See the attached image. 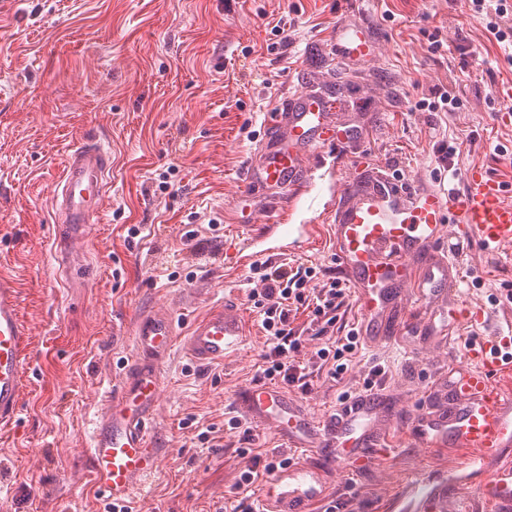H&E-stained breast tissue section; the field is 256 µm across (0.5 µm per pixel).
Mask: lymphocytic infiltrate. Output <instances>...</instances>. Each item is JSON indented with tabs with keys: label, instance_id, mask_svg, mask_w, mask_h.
Returning <instances> with one entry per match:
<instances>
[{
	"label": "lymphocytic infiltrate",
	"instance_id": "f902f5d3",
	"mask_svg": "<svg viewBox=\"0 0 512 512\" xmlns=\"http://www.w3.org/2000/svg\"><path fill=\"white\" fill-rule=\"evenodd\" d=\"M469 10L482 23L489 40L504 50L505 62L512 64V0H469ZM248 279L253 285L249 299L262 318L268 345L263 356L264 376L304 391L317 372L341 380L359 346L356 330L342 337L330 333L348 298L342 281L322 279L319 268L312 265L293 267L268 260L251 264ZM300 309L307 311L308 320L301 326L292 325L290 314ZM311 333L321 337L322 344L306 359L302 352Z\"/></svg>",
	"mask_w": 512,
	"mask_h": 512
}]
</instances>
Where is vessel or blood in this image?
<instances>
[{
	"label": "vessel or blood",
	"instance_id": "obj_1",
	"mask_svg": "<svg viewBox=\"0 0 512 512\" xmlns=\"http://www.w3.org/2000/svg\"><path fill=\"white\" fill-rule=\"evenodd\" d=\"M333 38L337 56L349 61L371 56L376 44L369 23H338ZM361 137V128L336 124L330 105L318 97L294 94L281 102L245 177L246 186L267 191L277 219L244 225L225 262L244 263L252 243L273 234H295L305 247H312L319 225L292 221L313 187L305 159ZM111 171L112 153L98 139H86L67 155L52 196L60 228L56 247L63 260H76L87 244L107 198ZM328 214L336 270L354 289L362 327L372 340L399 330L409 294L433 306L430 319L415 324L417 335L440 333L452 324H483L481 310L454 300L460 265L445 247L444 235L457 222L486 253L512 257V188L505 182L477 167L468 173L465 189L451 194L408 185L391 168L376 164L366 168L363 180L337 192ZM19 306L13 278L1 272L0 428L18 417L31 356V332ZM246 334V319L233 301L194 320L182 335L169 310L135 320V357L120 389L106 397L88 442L92 479L103 496L115 503L128 501L156 471L158 450L149 429L162 383L160 363L174 343H181L187 357L205 367L238 354ZM511 373L512 336L474 341L467 364L449 371L447 392L434 398L412 426L422 447L462 449L466 476L495 464L485 493L498 512H512V385L504 381ZM236 406L253 423L274 431L287 447L323 451L321 458L301 460L273 474L263 493V512H309L324 496V472L346 462L358 465L369 449L380 447L384 434L377 425L379 400L370 394L355 399L328 424L315 420L277 386L246 388ZM426 483L423 475H415L404 493L417 512H473L469 500L449 498L443 490L419 495Z\"/></svg>",
	"mask_w": 512,
	"mask_h": 512
}]
</instances>
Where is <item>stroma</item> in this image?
<instances>
[{
    "instance_id": "35a3bbf8",
    "label": "stroma",
    "mask_w": 512,
    "mask_h": 512,
    "mask_svg": "<svg viewBox=\"0 0 512 512\" xmlns=\"http://www.w3.org/2000/svg\"><path fill=\"white\" fill-rule=\"evenodd\" d=\"M369 20L378 29L369 64L336 61V23ZM272 42L277 52H268ZM0 85V271L14 276L32 333L20 419L0 429L8 468L0 512H104L85 443L102 395L117 390L134 357L128 325L154 310L175 312L182 332L231 299L248 337L221 365L196 366L177 345L164 359L152 428L161 454L133 500L136 512H241L244 497L260 499L268 479L238 491L246 461L237 449L296 456L269 430L224 427L237 413V393L265 380L267 343L248 299V267L225 264L224 249L238 225L274 221L263 196L245 191L242 172L276 103L306 88L333 93L347 103L341 120L365 128L356 146L309 158L316 201L293 217L322 230L310 250L288 259L329 277L336 270L322 208L337 181L354 177L353 161L387 164L412 183L454 193L475 166L512 178L494 151L501 144L512 153V121L487 104L512 91V69L467 0H11L0 15ZM442 87L462 97L461 111L420 108ZM89 137L111 146L112 174L88 265L75 275L57 258L52 192L66 154ZM448 146L454 155H445ZM170 167L176 173L163 193L159 175ZM212 218L219 232L209 230ZM191 227L198 237L189 246L181 236ZM449 242L462 261L458 299L486 310L481 333H512L504 301L512 259L486 255L454 224ZM493 295L500 304H490ZM476 333L461 326L428 343L364 335L341 381L318 375L308 391L288 387L322 421L341 406V393L364 392L371 370H385L375 389L391 415L387 445L357 472L325 473L336 512H396L415 473L437 483L455 474L463 451L420 447L410 427L433 379L464 364ZM211 424L225 447L198 442Z\"/></svg>"
}]
</instances>
